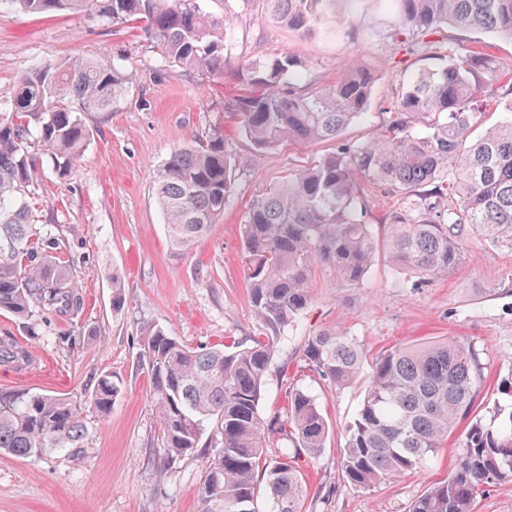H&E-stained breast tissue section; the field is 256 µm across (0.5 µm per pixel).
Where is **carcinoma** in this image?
<instances>
[{"label":"carcinoma","instance_id":"1","mask_svg":"<svg viewBox=\"0 0 512 512\" xmlns=\"http://www.w3.org/2000/svg\"><path fill=\"white\" fill-rule=\"evenodd\" d=\"M16 9L93 15L114 26H143L162 67L221 75L236 56L227 35L234 13L206 10L204 0H4ZM275 23L332 39L343 27L340 0H264ZM386 38L414 53L433 48L453 27L512 40V0H393ZM307 64L282 53L248 59L241 70L257 92L237 102L241 130L257 151L289 140L332 141L334 149L296 169L254 199L239 227L251 302L263 332L244 345L192 348L161 329L144 344L146 370L161 427L160 456L172 467L201 455L200 512H256L265 486L272 512H306L308 486L299 464L315 458L332 432L316 400L287 380L285 415L259 413L273 348L311 299L317 264L345 288L365 285L377 255L412 288L449 276L473 235L512 251V64L495 45L476 41L446 63L422 69L389 102L388 125L352 143L342 132L366 110L373 75L349 60L325 84L296 85ZM136 67L91 55L45 63L22 75L0 99V312L27 324L30 335L52 317L80 313L83 300L47 251L58 239L39 235L28 201L40 146L61 178L89 145L82 115L110 112L133 83ZM489 112L501 117L488 125ZM248 158L227 153L224 127L174 149L157 175L156 201L168 242L190 252L235 199V172ZM383 185L398 206L383 239L367 223L364 187ZM303 361L329 386L364 382L359 409L340 449L344 481L369 488L421 469L456 434L457 464L416 498L408 512H475L487 488L512 482V411L498 423L473 417L483 402L484 366L476 343L449 338L404 345L370 357L342 329L309 336ZM30 351L0 338V365L30 364ZM121 392L106 371L80 404L31 389L0 391V451L41 460L61 453L77 461L91 451L85 408L104 417ZM210 444H201L205 433Z\"/></svg>","mask_w":512,"mask_h":512}]
</instances>
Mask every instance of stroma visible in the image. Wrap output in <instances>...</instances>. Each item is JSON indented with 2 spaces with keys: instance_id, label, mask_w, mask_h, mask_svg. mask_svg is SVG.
<instances>
[{
  "instance_id": "1",
  "label": "stroma",
  "mask_w": 512,
  "mask_h": 512,
  "mask_svg": "<svg viewBox=\"0 0 512 512\" xmlns=\"http://www.w3.org/2000/svg\"><path fill=\"white\" fill-rule=\"evenodd\" d=\"M343 15L347 35L325 42L273 24L262 0H252L230 27L237 58L223 75L211 76L161 67L137 29L93 16L26 15L0 6L1 97L30 69L78 53L137 68L134 85L110 112L87 114L92 136L72 175L45 172L29 199L37 227L61 244L58 258L83 296L81 313L53 319L36 341L0 314V336L13 337L34 358L19 369L0 366V390L34 388L82 402L105 371L122 379V390L108 417L88 412L92 451L82 461L55 455L34 462L0 452V512H199L201 458L187 456L172 468L159 461L160 423L139 365L141 349L156 328L194 348L259 335L239 226L256 196L333 148L329 142H288L255 151L239 130L234 107L250 92L239 57L287 52L306 62L303 80L321 82L334 79L347 58L357 59L375 83L364 116L343 134L351 142L368 139L389 120L387 104L399 83L438 64L434 56L407 54L384 38L393 18L388 0H354ZM215 124L224 127L228 151L250 162L237 171L236 198L217 224L193 250L178 254L166 241L155 180L175 146L195 143ZM463 247L454 272L426 288L403 287L381 261L361 288L342 287L332 271L315 269L308 306L277 340L259 408L265 419L284 413L287 377L317 398L333 427L323 452L300 461L309 512H408L456 463L449 444L415 474L372 488L345 485L339 450L362 387L336 389L309 371L301 352L313 333L345 329L373 352L447 336L472 339L483 351L488 400L477 417L492 420L495 403L512 410V393L504 389L512 381V252L475 237ZM116 275L124 285L118 311L112 307ZM69 334L80 336V344L63 343Z\"/></svg>"
}]
</instances>
